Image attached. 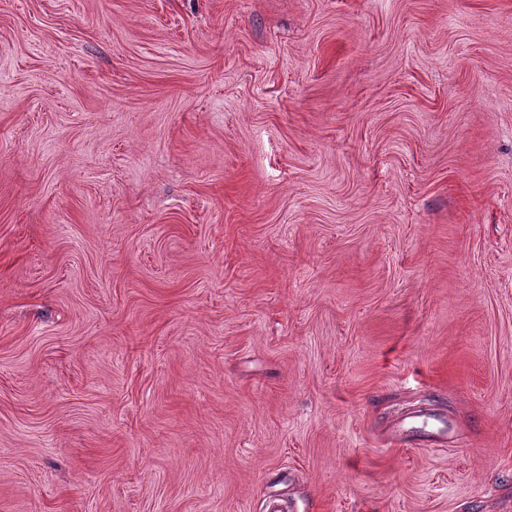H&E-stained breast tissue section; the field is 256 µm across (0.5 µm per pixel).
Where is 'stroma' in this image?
<instances>
[{
  "label": "stroma",
  "instance_id": "1",
  "mask_svg": "<svg viewBox=\"0 0 512 512\" xmlns=\"http://www.w3.org/2000/svg\"><path fill=\"white\" fill-rule=\"evenodd\" d=\"M272 497L512 512V0H0V512ZM453 433L444 415L421 410L397 421L391 428L390 440L396 444L446 445Z\"/></svg>",
  "mask_w": 512,
  "mask_h": 512
}]
</instances>
